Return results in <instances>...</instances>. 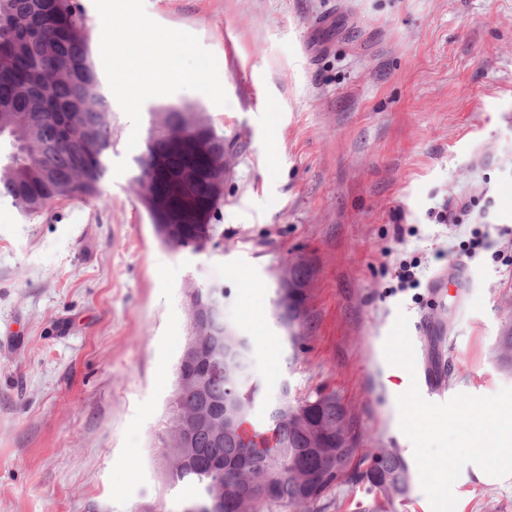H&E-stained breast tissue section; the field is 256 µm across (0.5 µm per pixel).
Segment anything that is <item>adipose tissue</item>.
Returning a JSON list of instances; mask_svg holds the SVG:
<instances>
[{"label": "adipose tissue", "mask_w": 512, "mask_h": 512, "mask_svg": "<svg viewBox=\"0 0 512 512\" xmlns=\"http://www.w3.org/2000/svg\"><path fill=\"white\" fill-rule=\"evenodd\" d=\"M180 44L179 36L174 34L148 41L144 53L150 59L149 65H139L124 60L114 65L113 70L123 76L124 88L131 95L135 96L157 88L172 70V50Z\"/></svg>", "instance_id": "1"}]
</instances>
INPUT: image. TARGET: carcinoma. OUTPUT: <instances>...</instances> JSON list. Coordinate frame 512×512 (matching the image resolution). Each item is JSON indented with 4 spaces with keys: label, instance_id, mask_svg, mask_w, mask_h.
<instances>
[{
    "label": "carcinoma",
    "instance_id": "obj_1",
    "mask_svg": "<svg viewBox=\"0 0 512 512\" xmlns=\"http://www.w3.org/2000/svg\"><path fill=\"white\" fill-rule=\"evenodd\" d=\"M92 29L80 0H0V135L10 151L0 159V198L34 213L62 198H93L112 153V104L91 60ZM224 136L193 117L185 105L152 113L146 150L134 158L133 181L163 243L194 252L224 240L212 223L224 191ZM295 320L284 340L298 358L307 340V299L288 308ZM223 330L203 373L204 391L176 385L169 409L171 475L198 488L195 500L224 495L227 484L252 486L244 501L224 499V512H322L325 494L342 482H361L392 503L406 496L409 466L396 448H359L363 431L334 390L295 394L284 423L265 409V428L279 432L270 454L250 462L267 438L255 434L240 448H226L213 430L199 427L184 449L179 432L185 409L224 413L225 369L253 420L259 388L249 385L251 347ZM496 357L512 368V322H506Z\"/></svg>",
    "mask_w": 512,
    "mask_h": 512
}]
</instances>
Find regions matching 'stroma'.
I'll use <instances>...</instances> for the list:
<instances>
[{"instance_id": "obj_1", "label": "stroma", "mask_w": 512, "mask_h": 512, "mask_svg": "<svg viewBox=\"0 0 512 512\" xmlns=\"http://www.w3.org/2000/svg\"><path fill=\"white\" fill-rule=\"evenodd\" d=\"M116 50L176 34L211 64V96L174 76L126 97L93 59L115 118L98 198L0 208V512H180L197 489L160 439L190 331L188 292L222 286L264 398L282 381L336 390L371 448L412 465L405 499L432 512L400 428L384 342L408 318L416 375L447 397L512 387L494 353L512 271L469 258L474 230L512 253V0H82ZM197 106L223 134L220 247L162 244L133 183L150 115ZM449 209L454 223H437ZM430 269L395 291L401 258ZM309 260L297 361L270 318L274 272ZM466 465L455 512H512V475Z\"/></svg>"}]
</instances>
